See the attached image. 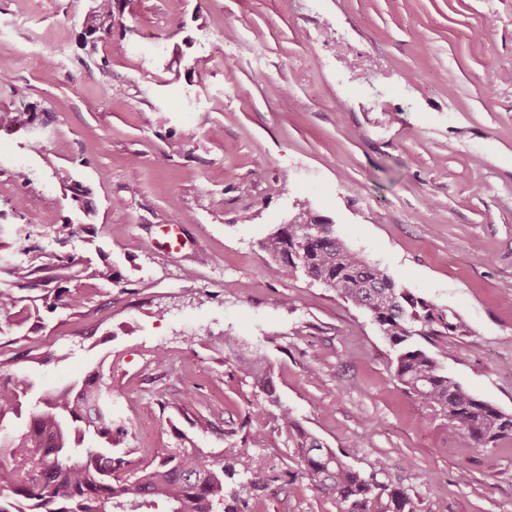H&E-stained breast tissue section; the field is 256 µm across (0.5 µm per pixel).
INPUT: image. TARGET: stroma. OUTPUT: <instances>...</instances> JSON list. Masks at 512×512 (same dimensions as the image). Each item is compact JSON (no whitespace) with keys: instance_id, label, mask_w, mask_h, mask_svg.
Returning a JSON list of instances; mask_svg holds the SVG:
<instances>
[{"instance_id":"35a3bbf8","label":"stroma","mask_w":512,"mask_h":512,"mask_svg":"<svg viewBox=\"0 0 512 512\" xmlns=\"http://www.w3.org/2000/svg\"><path fill=\"white\" fill-rule=\"evenodd\" d=\"M92 4L0 0V110L37 108L0 140V247L97 245L121 282L17 327L0 261V361L37 394L111 382L133 461L186 440L248 449L257 484L225 483L246 512H339L236 367L259 350L295 422L363 472L384 461L420 512H512V440L487 450L449 429L405 393L368 315L259 248L300 208L329 220L467 323L439 357L512 414V0H121L91 49ZM174 219L186 239L169 253ZM68 220L83 230L58 244Z\"/></svg>"}]
</instances>
